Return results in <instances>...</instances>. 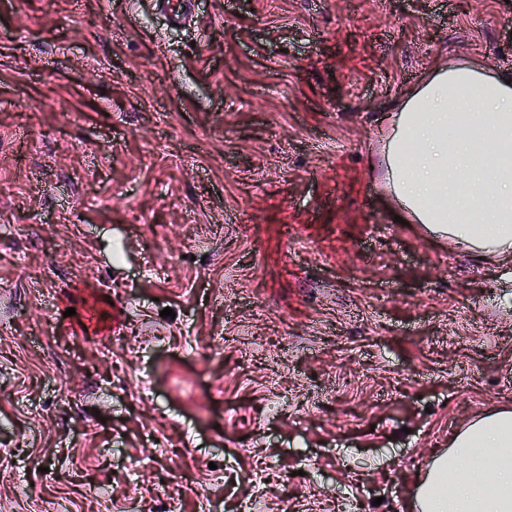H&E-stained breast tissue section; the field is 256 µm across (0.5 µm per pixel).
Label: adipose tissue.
Returning <instances> with one entry per match:
<instances>
[{
    "instance_id": "ef3b65f1",
    "label": "adipose tissue",
    "mask_w": 512,
    "mask_h": 512,
    "mask_svg": "<svg viewBox=\"0 0 512 512\" xmlns=\"http://www.w3.org/2000/svg\"><path fill=\"white\" fill-rule=\"evenodd\" d=\"M397 214L469 251L512 254V83L474 61L435 69L391 117ZM416 512H512V409L477 417L419 484Z\"/></svg>"
}]
</instances>
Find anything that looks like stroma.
Segmentation results:
<instances>
[{
	"mask_svg": "<svg viewBox=\"0 0 512 512\" xmlns=\"http://www.w3.org/2000/svg\"><path fill=\"white\" fill-rule=\"evenodd\" d=\"M457 60L512 73V0H0V512H410L512 407V257L387 189Z\"/></svg>",
	"mask_w": 512,
	"mask_h": 512,
	"instance_id": "1",
	"label": "stroma"
}]
</instances>
